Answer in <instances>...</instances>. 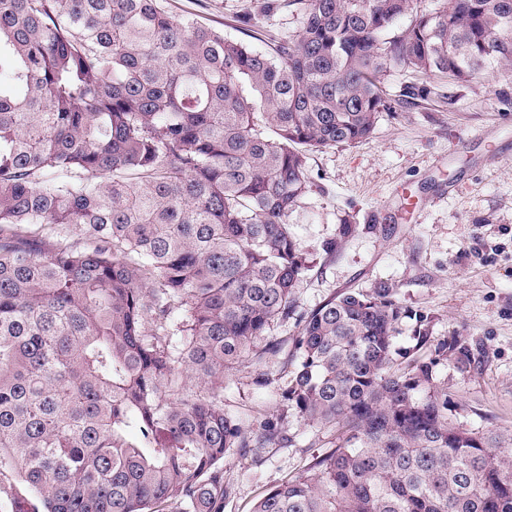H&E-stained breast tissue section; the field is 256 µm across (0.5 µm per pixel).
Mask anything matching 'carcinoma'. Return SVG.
Listing matches in <instances>:
<instances>
[{
	"instance_id": "1",
	"label": "carcinoma",
	"mask_w": 512,
	"mask_h": 512,
	"mask_svg": "<svg viewBox=\"0 0 512 512\" xmlns=\"http://www.w3.org/2000/svg\"><path fill=\"white\" fill-rule=\"evenodd\" d=\"M165 0H0V495L14 512H223L234 448L335 447L253 512H512V432L448 417V355L394 288L296 314L308 155L512 67V0H267L262 51ZM409 24L401 26L405 17ZM430 74L394 96L382 76ZM280 412L224 374L282 353ZM298 328L294 319L275 321L266 331L269 339L283 344V353L248 367H239L224 374V412L238 418L245 425L276 413L279 398L276 394V382L271 386L259 387L254 384L257 374L265 373L271 379L281 375L282 361L292 349L293 338Z\"/></svg>"
}]
</instances>
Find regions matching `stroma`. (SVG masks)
I'll use <instances>...</instances> for the list:
<instances>
[{
	"label": "stroma",
	"mask_w": 512,
	"mask_h": 512,
	"mask_svg": "<svg viewBox=\"0 0 512 512\" xmlns=\"http://www.w3.org/2000/svg\"><path fill=\"white\" fill-rule=\"evenodd\" d=\"M265 0H167L191 16L249 41L240 23L251 11L262 33L285 36L298 23L287 11H264ZM454 109L433 101L383 113L374 135L310 154V194L293 214L301 247L317 265L296 290L308 312L345 291L395 289L407 318L397 347L412 346L417 318L436 341L465 348L469 361L448 369V414L470 429L512 431V74L493 69L463 84ZM415 204L406 212L405 200ZM353 225L335 255L322 251L341 219ZM281 358L224 376V410L244 424L276 412ZM333 429L302 426L290 447L240 448L224 461L235 493L224 512H249L254 501L328 451Z\"/></svg>",
	"instance_id": "1"
}]
</instances>
